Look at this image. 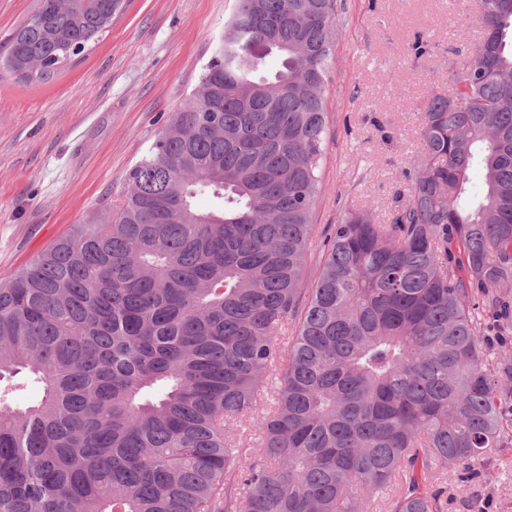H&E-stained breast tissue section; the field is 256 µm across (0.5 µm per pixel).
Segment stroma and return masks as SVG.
<instances>
[{
  "label": "stroma",
  "instance_id": "1",
  "mask_svg": "<svg viewBox=\"0 0 512 512\" xmlns=\"http://www.w3.org/2000/svg\"><path fill=\"white\" fill-rule=\"evenodd\" d=\"M234 0H126L100 41L47 83L0 75V283L123 191L130 169L196 90ZM486 33L476 0H345L325 85L327 134L303 279L345 213L386 223L421 150L422 103L448 93V60ZM490 363L512 355V288L477 302ZM448 469L445 512H512V446Z\"/></svg>",
  "mask_w": 512,
  "mask_h": 512
}]
</instances>
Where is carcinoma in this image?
Instances as JSON below:
<instances>
[{"mask_svg": "<svg viewBox=\"0 0 512 512\" xmlns=\"http://www.w3.org/2000/svg\"><path fill=\"white\" fill-rule=\"evenodd\" d=\"M36 2L0 49L27 83L125 0ZM477 2L390 223L348 212L306 285L337 0H234L120 198L0 284V512H441L424 485L499 447L512 402L472 305L512 281V0Z\"/></svg>", "mask_w": 512, "mask_h": 512, "instance_id": "obj_1", "label": "carcinoma"}]
</instances>
